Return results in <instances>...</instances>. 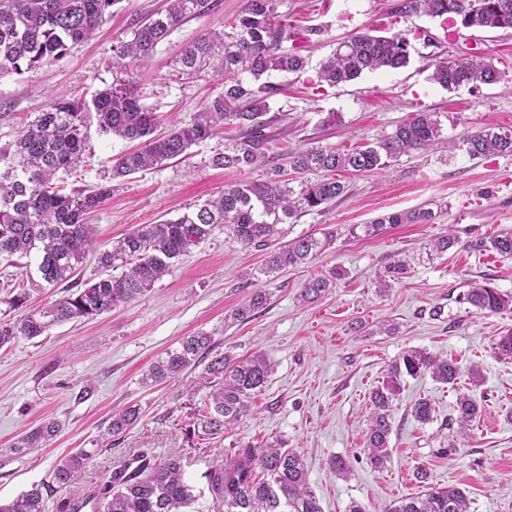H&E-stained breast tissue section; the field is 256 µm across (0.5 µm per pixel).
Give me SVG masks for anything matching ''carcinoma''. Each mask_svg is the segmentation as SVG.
Listing matches in <instances>:
<instances>
[{"mask_svg": "<svg viewBox=\"0 0 512 512\" xmlns=\"http://www.w3.org/2000/svg\"><path fill=\"white\" fill-rule=\"evenodd\" d=\"M119 0H0V77L24 75L47 68L68 53L69 45L95 36L112 17ZM278 0H245L242 11L217 30H207L187 44L177 61L178 73L188 77H211L220 91L205 100L190 122L167 132H158L155 112L141 104L132 71L145 66L158 45L190 18L209 12L211 0H168L166 8L135 29L133 37L112 47V85L96 91L91 99L59 98L38 112L22 127L9 150L0 152L7 168L0 172V255L35 256L21 279L8 281L7 303L20 308L31 288H61L64 295L33 310L16 322L0 321V347L19 337L37 338L52 326L69 320L93 318L134 302L165 276L171 266L191 248L205 243L214 225L222 224L247 248L265 252L260 273L270 276L296 268L335 243L334 229L317 238L300 237L276 247L278 225L302 213L314 211L346 192L336 178L343 172L371 173L389 169L400 157L427 153L451 145L470 158L512 156V130L487 126L467 133L452 143L443 137L438 113L420 111L390 132L350 149L311 146L288 153V164L298 178H282L281 167H267L263 134L267 100L276 87L255 85L274 72L296 73L305 59L285 53L282 42L288 26L277 12ZM391 13L400 17L422 14L445 18L465 28L512 29V0H397ZM410 39L404 33L375 35L355 32L336 43V49L320 64L319 85L337 86L358 78L365 71L399 69L409 63ZM506 72L492 59L467 54L435 64L433 83L450 91L479 84L492 85ZM94 113L99 132L136 146L123 153L112 167V180L124 179L187 152L229 122L240 128L239 139L214 156L211 164L235 171L266 168L263 178L224 185V191L194 212L158 224H139L124 237L103 247L94 239L89 219L110 199L114 186L65 191L53 183L63 170L73 171L85 149L87 114ZM308 174L323 178L311 181ZM431 209L420 206L394 212L367 224H352L347 235L375 238L398 224H428ZM461 244L453 227L430 241L431 260ZM501 255L512 256V229L504 228L480 243ZM94 252L98 266L108 274L82 282L73 278L86 256ZM121 270L116 275L114 271ZM403 260L395 259L378 281L379 292L404 274ZM335 282L327 276L307 280L300 297L307 303L321 299ZM269 294L255 288L231 317L243 321L265 308ZM458 302L479 313H512V295L490 283H472ZM213 350L210 336H186L180 347L151 364L145 380L154 383L175 376ZM430 374L443 385L456 387L461 368L453 359L409 349L391 366L388 376L370 394L366 438L367 457L375 467L390 458L393 400L403 376ZM268 377L265 357L255 353L237 359L227 353L213 356L200 378L208 389L186 425L188 439L222 436L251 412V402L262 391ZM480 408L469 395L456 399L457 417L463 427L473 421ZM132 405L112 416L107 433L126 432L139 418ZM413 417L422 424L433 422V407L419 400ZM58 424L45 421L18 439L16 451L25 454L57 435ZM83 449L62 460L53 471L57 488L66 494L49 501L52 488L34 484L11 503L0 504V512H80L90 505L97 512H183L197 501L195 488L183 477L182 456L164 457L149 449L108 470L95 493L69 489L72 474L89 460ZM206 487L220 512H322L308 484L303 457L278 441L263 447L234 448L224 454V463L203 475ZM421 491L388 506L384 512H469L467 495L457 487H437L418 471Z\"/></svg>", "mask_w": 512, "mask_h": 512, "instance_id": "1", "label": "carcinoma"}]
</instances>
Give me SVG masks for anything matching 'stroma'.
Listing matches in <instances>:
<instances>
[{"mask_svg": "<svg viewBox=\"0 0 512 512\" xmlns=\"http://www.w3.org/2000/svg\"><path fill=\"white\" fill-rule=\"evenodd\" d=\"M210 12L176 29L156 49L147 67L134 72L143 105L162 117L163 129L187 123L215 90L216 81L177 74L172 61L204 31L223 28L244 0H212ZM395 0H279L278 12L293 33L284 50L306 57L305 69L275 73L277 92L268 100V154L287 166L288 152L313 145L350 147L413 117L420 110L439 113L443 133L458 140L486 125L512 127V30L465 29L443 20L411 15L390 21ZM164 0H119L112 20L96 37L71 47L65 60L21 77L0 78V149L15 139L35 113L59 94L91 96L111 85L112 47L132 37ZM322 27V35L311 27ZM372 26L412 34L410 62L396 70L363 73L335 86H319L320 62L339 38ZM477 52L504 63L501 83L455 91L433 83L435 61ZM335 123H327L328 114ZM239 131L223 132L192 146L186 155L124 179L92 219L99 242L121 238L139 224H156L193 210L218 195L225 184L257 180L262 170L212 167V156L231 145ZM129 142L101 135L89 122L82 163L58 173L70 189L109 180L116 159ZM344 196L325 209L290 219L281 243L349 224H363L396 211L426 205L435 214L428 224H402L373 239L340 238L307 264L274 276L260 273L264 256L233 240L216 225L209 240L182 256L170 271L136 301L90 320L54 325L35 339L18 338L0 348V502L8 503L34 484L52 481L55 466L86 448L93 455L72 477L74 488L91 491L105 470L139 449L184 457L187 482L201 493L193 512H216L205 495L204 472L222 464L224 452L246 444L280 441L299 452L309 485L323 512H347L350 503L366 512L417 493V467L433 485L465 490L469 512H512V357L498 355L496 344L512 331V313H479L459 304L469 282H490L512 294V256L481 248L497 231L512 227V156L477 159L453 152L401 157L396 170L344 174ZM455 228L462 244L427 260L430 239ZM408 264L403 278L379 293L378 279L392 257ZM340 271L335 288L312 305L298 295L312 276ZM269 293L265 309L245 323L230 312L252 288ZM396 324V334L380 331ZM203 332L215 352L243 358L261 352L270 367L268 381L251 413L214 439L187 440L184 429L203 391L193 384L203 374L196 363L159 384L144 382L149 366L182 337ZM409 349L456 359L461 368L478 365L484 380L457 388L430 375L404 377L394 400L390 460L374 468L364 452L369 395L391 365ZM481 406L467 427L446 426L458 393ZM435 410L429 424L411 415L416 400ZM138 405L139 420L125 433L107 435L113 413ZM58 423L45 446L16 453L14 443L40 423ZM455 454L444 456V441ZM351 463L348 479L329 467L332 457Z\"/></svg>", "mask_w": 512, "mask_h": 512, "instance_id": "35a3bbf8", "label": "stroma"}]
</instances>
